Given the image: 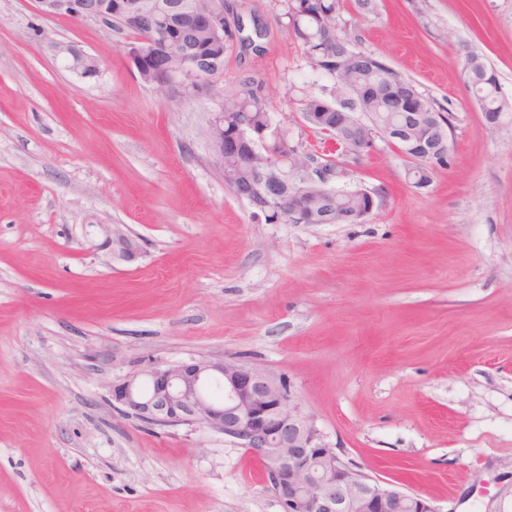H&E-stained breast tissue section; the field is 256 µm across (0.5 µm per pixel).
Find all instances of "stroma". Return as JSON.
<instances>
[{"label":"stroma","instance_id":"1","mask_svg":"<svg viewBox=\"0 0 512 512\" xmlns=\"http://www.w3.org/2000/svg\"><path fill=\"white\" fill-rule=\"evenodd\" d=\"M224 2L265 25L262 50L233 48L210 95L175 105L128 34L0 0V512H281L223 434L117 410L113 382L192 358L287 376L328 444L438 512H512V120L490 126L464 74L478 53L512 95V0L343 6L356 48L451 115L452 163L423 188L375 137L355 181L386 195L361 224H268L226 186L201 134L224 96L254 78L319 157L296 99L327 79L275 0ZM54 52L57 57L70 63L73 71L79 73L82 77L86 71L94 72L97 75L100 72L99 61L96 57L86 54L69 43H56ZM102 230L106 233L107 239L112 242V252L120 258L130 259L138 252V246L134 239L122 231L109 226H103Z\"/></svg>","mask_w":512,"mask_h":512}]
</instances>
